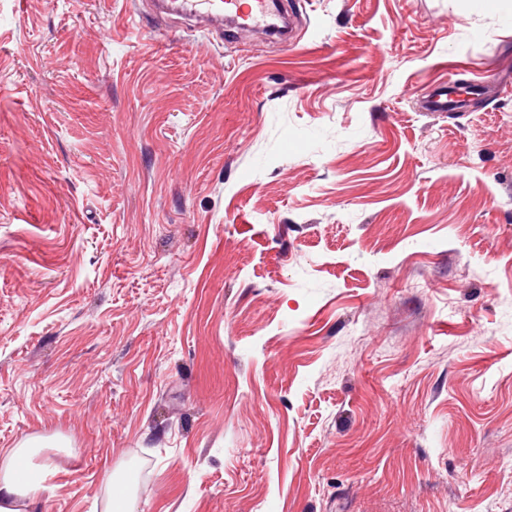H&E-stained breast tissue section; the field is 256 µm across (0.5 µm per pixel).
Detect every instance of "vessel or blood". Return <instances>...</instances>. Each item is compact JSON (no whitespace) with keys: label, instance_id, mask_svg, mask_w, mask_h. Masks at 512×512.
Instances as JSON below:
<instances>
[{"label":"vessel or blood","instance_id":"b4317fda","mask_svg":"<svg viewBox=\"0 0 512 512\" xmlns=\"http://www.w3.org/2000/svg\"><path fill=\"white\" fill-rule=\"evenodd\" d=\"M182 14L197 20L204 29L223 31L224 27L278 35L291 40L283 23L287 16L284 0H170ZM477 91L468 79L451 75L443 85L434 87L423 99L428 112L461 111Z\"/></svg>","mask_w":512,"mask_h":512}]
</instances>
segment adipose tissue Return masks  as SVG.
<instances>
[{"label": "adipose tissue", "mask_w": 512, "mask_h": 512, "mask_svg": "<svg viewBox=\"0 0 512 512\" xmlns=\"http://www.w3.org/2000/svg\"><path fill=\"white\" fill-rule=\"evenodd\" d=\"M42 439L29 438L11 449L0 460V512H26L28 502L45 480V468L31 466V458L44 450ZM28 460L26 469H18V460Z\"/></svg>", "instance_id": "obj_1"}]
</instances>
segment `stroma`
<instances>
[{"label":"stroma","mask_w":512,"mask_h":512,"mask_svg":"<svg viewBox=\"0 0 512 512\" xmlns=\"http://www.w3.org/2000/svg\"><path fill=\"white\" fill-rule=\"evenodd\" d=\"M0 0V459L30 512H512V0ZM504 85L419 99L456 69ZM165 3L177 4L179 11L195 20L206 30L222 32L224 24L233 29L281 36L292 41V24L288 16V31L281 24L285 21L288 2L280 0H154L153 11L157 16L166 12ZM463 72H455L441 86L434 87L423 99L422 107L426 112L461 111L469 97L477 91L476 85L466 78H459ZM48 446L41 438H28L12 448L3 458L0 466V512H25L34 492L42 486L47 467L30 465L31 458ZM25 459L28 467L17 469V461ZM127 468H119L110 473L108 476V483L111 488L113 487V496L111 491V497L107 507L108 512H132V502L129 492L125 486V477L127 474Z\"/></svg>","instance_id":"1"}]
</instances>
